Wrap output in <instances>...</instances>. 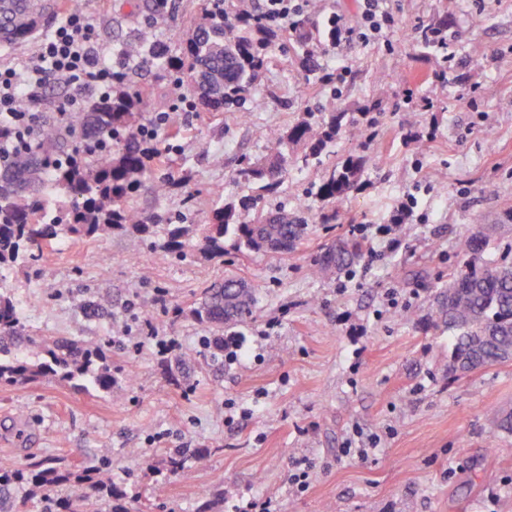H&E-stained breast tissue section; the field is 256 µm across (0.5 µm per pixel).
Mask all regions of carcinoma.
<instances>
[{
  "label": "carcinoma",
  "instance_id": "cac0c4a2",
  "mask_svg": "<svg viewBox=\"0 0 512 512\" xmlns=\"http://www.w3.org/2000/svg\"><path fill=\"white\" fill-rule=\"evenodd\" d=\"M53 10L54 0H0V43L23 48L50 21ZM331 32L329 25L317 34L300 26L292 37L294 49L309 58L312 48L323 46ZM272 36L273 31L258 22L231 29L224 0H199L198 13L177 53L152 40L148 32L125 43L122 51L130 58L150 61L177 83L187 82L195 94L189 104L194 111L222 112L246 101L267 63ZM314 117L306 112L286 129L273 132L270 153L245 159L237 179L273 193L288 164L317 165L341 131L353 138L361 135L347 112L328 113L318 120L316 131ZM143 119V91L121 76L112 96L76 113L69 130L46 125L36 146L0 157V386L53 377L77 390L107 393L119 382L121 369L112 367V347L31 335L14 299L9 273L38 263L44 249L59 238L153 232L159 219L140 209L133 193L141 188L166 192L170 174L154 172L135 140ZM109 140L119 148L107 153L97 150L99 143ZM369 162L368 157L350 155L325 168L315 196L340 206ZM249 206L247 200L237 204L220 193L205 223L168 224L153 249L165 261L181 258L186 243L198 237L203 251L214 257L224 256L226 239L240 252H276L294 245L310 230L304 217L278 222L288 215L281 208L260 210L244 221L241 210ZM486 244L478 231L462 236L458 250L475 256ZM362 258L360 243L341 241L321 254L311 274L340 271ZM236 283L228 277L204 289L194 309L197 320L231 329L250 319L256 305L253 290L236 288ZM432 312L436 324L453 336L450 368L472 373L512 360L506 356L512 350V265L467 264L436 291ZM203 460L199 453L176 451L166 457V466L178 472ZM23 485L33 490L73 487L75 497L57 503L61 512H96L104 495L117 500L111 512H129L123 503L127 493L112 488L109 472L44 461L0 472V512H22L26 502L17 500L15 492Z\"/></svg>",
  "mask_w": 512,
  "mask_h": 512
}]
</instances>
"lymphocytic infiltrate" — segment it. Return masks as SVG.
Masks as SVG:
<instances>
[{
  "instance_id": "1",
  "label": "lymphocytic infiltrate",
  "mask_w": 512,
  "mask_h": 512,
  "mask_svg": "<svg viewBox=\"0 0 512 512\" xmlns=\"http://www.w3.org/2000/svg\"><path fill=\"white\" fill-rule=\"evenodd\" d=\"M309 0H257L254 18L271 29L292 31ZM356 21L336 17L340 40L366 39L389 34L398 23L387 0H359ZM125 61H111L95 25L79 8H72L37 43L33 54L17 65H0V154L22 145H35L40 119L35 107L47 83L56 81L74 95L91 92L111 96L112 87L125 68Z\"/></svg>"
}]
</instances>
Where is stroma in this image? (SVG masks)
<instances>
[{
	"label": "stroma",
	"instance_id": "35a3bbf8",
	"mask_svg": "<svg viewBox=\"0 0 512 512\" xmlns=\"http://www.w3.org/2000/svg\"><path fill=\"white\" fill-rule=\"evenodd\" d=\"M198 0H60L79 6L100 42L154 32L171 46L184 39ZM399 24L388 39L354 40L314 56L322 69L346 68L339 89L304 78L282 36L244 109L190 112L186 85L147 63L127 66L130 85L148 90L146 115L165 113L174 181L165 195L138 191V205L162 218L185 213L200 224L214 200L255 199L305 216L308 237L290 252L243 255L225 245L209 259L191 251L160 260L148 241L112 232L93 241L63 239L36 271L10 276L28 328L46 337L117 343L112 360L132 375L107 393L76 391L43 379L0 386V469L58 458L104 468L112 482L153 512H231L248 499L273 497L277 512H512V434L493 414L512 407V362L462 377L448 369L449 335L429 324L431 283L467 262L459 237L490 228L482 257L512 264V0H389ZM454 19L445 68L424 52L419 30L439 14ZM447 70L448 81L437 74ZM347 111L366 136L341 133L327 156H374L340 209L317 200L316 168L289 167L276 193L236 180L242 158L270 148L269 134L304 112ZM415 208L390 249L380 232L395 207ZM335 213L331 223L321 214ZM345 238L376 258L319 278L309 270L324 245ZM235 275L250 283L256 312L238 326L250 348L240 365L212 363L204 337L216 330L191 314L195 295ZM91 295L111 314L93 317ZM415 315L403 321V312ZM271 329L254 347L259 330ZM197 351L176 367L157 358L147 333ZM248 408L230 417V408ZM376 445L365 458L346 445ZM173 448L205 462L172 473ZM309 464L305 492L288 482Z\"/></svg>",
	"mask_w": 512,
	"mask_h": 512
}]
</instances>
